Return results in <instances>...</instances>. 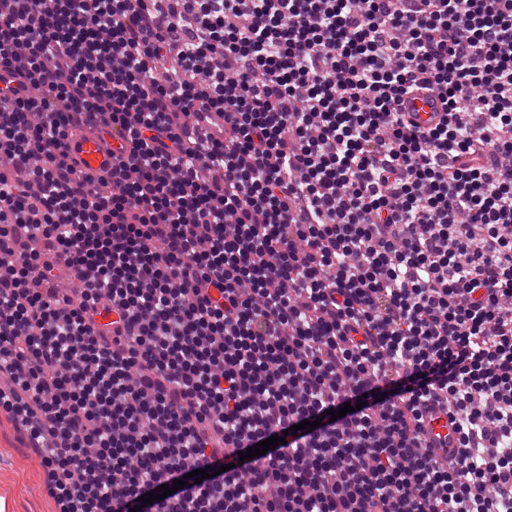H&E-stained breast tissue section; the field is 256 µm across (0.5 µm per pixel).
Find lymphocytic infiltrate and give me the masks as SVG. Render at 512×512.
Segmentation results:
<instances>
[{"instance_id":"lymphocytic-infiltrate-1","label":"lymphocytic infiltrate","mask_w":512,"mask_h":512,"mask_svg":"<svg viewBox=\"0 0 512 512\" xmlns=\"http://www.w3.org/2000/svg\"><path fill=\"white\" fill-rule=\"evenodd\" d=\"M0 69V413L61 512H512V0H0ZM405 107L408 112H415L416 121L423 127L433 123L437 119V112L432 96L420 93L414 97L405 99ZM70 151L83 161V169L95 176L105 175L104 167H110L111 158L100 148V141L89 125L71 140ZM428 427L432 438L436 439V436L439 435V441L446 443L448 439V448L452 446L456 434L453 426L448 421V416L439 412L432 413V418L428 420Z\"/></svg>"}]
</instances>
